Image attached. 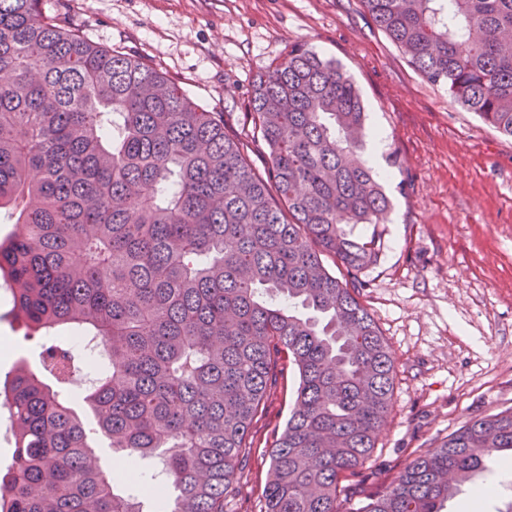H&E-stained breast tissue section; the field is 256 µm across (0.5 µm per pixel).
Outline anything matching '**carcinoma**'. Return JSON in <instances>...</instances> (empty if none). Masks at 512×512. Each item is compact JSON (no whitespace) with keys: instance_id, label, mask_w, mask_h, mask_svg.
<instances>
[{"instance_id":"1","label":"carcinoma","mask_w":512,"mask_h":512,"mask_svg":"<svg viewBox=\"0 0 512 512\" xmlns=\"http://www.w3.org/2000/svg\"><path fill=\"white\" fill-rule=\"evenodd\" d=\"M42 0H0V277L40 337L41 368L0 386L14 439L0 512H144L90 445L157 462L156 512H224L258 414L296 366L269 447L264 512H445L512 451V407L469 421L385 486H341L370 457L394 361L349 272L379 246L354 234L390 200L360 154L365 107L332 59L296 44L253 83L252 135L226 131L138 56L71 29ZM433 84L512 138V0H361ZM264 147L265 171L249 161ZM67 333L104 357L71 407Z\"/></svg>"}]
</instances>
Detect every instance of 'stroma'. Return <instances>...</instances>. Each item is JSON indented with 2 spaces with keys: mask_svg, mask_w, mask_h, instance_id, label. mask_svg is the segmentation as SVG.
I'll list each match as a JSON object with an SVG mask.
<instances>
[{
  "mask_svg": "<svg viewBox=\"0 0 512 512\" xmlns=\"http://www.w3.org/2000/svg\"><path fill=\"white\" fill-rule=\"evenodd\" d=\"M47 13L94 42L141 57L234 131L252 126L257 75L304 44L336 60L358 86L368 131L385 135L376 169L392 205L379 259L357 275L359 299L395 364L389 415L360 469L383 486L417 448L512 407V138L428 82L372 23L361 0H43ZM0 281V338L40 366L37 339ZM293 365L253 427V448L224 512H261L267 450L289 417ZM497 492L481 512L512 505V456L489 461Z\"/></svg>",
  "mask_w": 512,
  "mask_h": 512,
  "instance_id": "stroma-1",
  "label": "stroma"
}]
</instances>
